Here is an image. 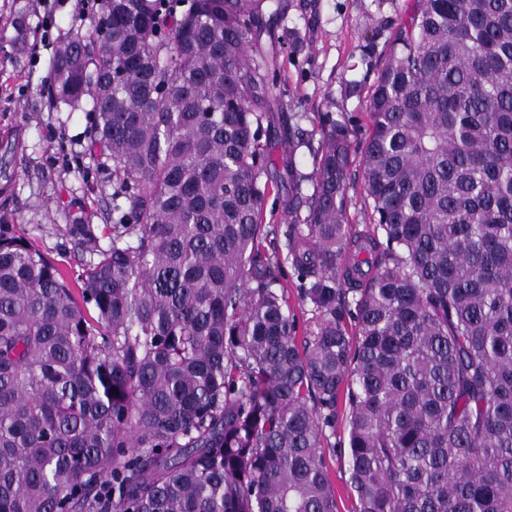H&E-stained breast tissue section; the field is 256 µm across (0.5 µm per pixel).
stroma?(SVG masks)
Returning a JSON list of instances; mask_svg holds the SVG:
<instances>
[{"mask_svg":"<svg viewBox=\"0 0 512 512\" xmlns=\"http://www.w3.org/2000/svg\"><path fill=\"white\" fill-rule=\"evenodd\" d=\"M76 0H0V224L13 228L76 280L88 253L67 235L83 217L108 242L112 223L101 211L112 173L84 151L83 112L55 106L50 70L58 40L71 29ZM283 26L301 42L281 57L285 112L320 140L321 113L346 118L355 142L368 128L367 101L389 50V26L414 0H281ZM30 28L20 32L19 15Z\"/></svg>","mask_w":512,"mask_h":512,"instance_id":"stroma-1","label":"stroma"}]
</instances>
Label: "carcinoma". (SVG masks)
Returning <instances> with one entry per match:
<instances>
[{"label":"carcinoma","instance_id":"cac0c4a2","mask_svg":"<svg viewBox=\"0 0 512 512\" xmlns=\"http://www.w3.org/2000/svg\"><path fill=\"white\" fill-rule=\"evenodd\" d=\"M280 14L98 0L60 45L53 90L90 100L112 236L69 225L73 288L0 224V512H341L340 420L347 512H512V0H417L395 24L366 224L344 121L325 113L300 168ZM272 192L303 223L263 224ZM331 446L325 449V457L328 462L333 480L336 485L338 496L342 498L343 504L340 502L341 510L344 512V506L349 504L348 496H350V488L347 483V432L342 424H338L336 435L330 438Z\"/></svg>","mask_w":512,"mask_h":512}]
</instances>
